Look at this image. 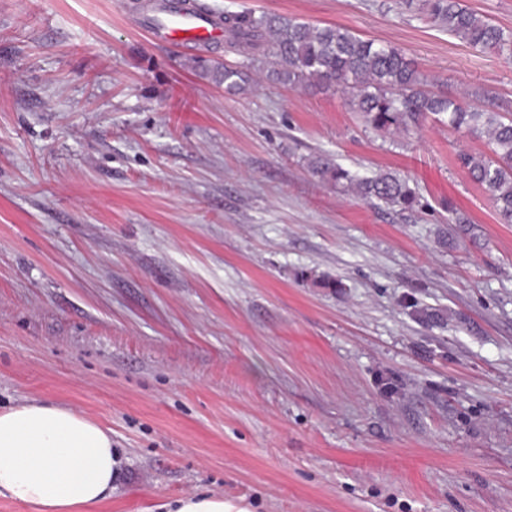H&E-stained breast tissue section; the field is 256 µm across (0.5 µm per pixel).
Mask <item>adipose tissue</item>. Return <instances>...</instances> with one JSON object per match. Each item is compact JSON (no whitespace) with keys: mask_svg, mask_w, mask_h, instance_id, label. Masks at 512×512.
Returning <instances> with one entry per match:
<instances>
[{"mask_svg":"<svg viewBox=\"0 0 512 512\" xmlns=\"http://www.w3.org/2000/svg\"><path fill=\"white\" fill-rule=\"evenodd\" d=\"M117 465L109 431L69 408L0 410V499L30 512H89L110 496Z\"/></svg>","mask_w":512,"mask_h":512,"instance_id":"1","label":"adipose tissue"}]
</instances>
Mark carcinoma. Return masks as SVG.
I'll use <instances>...</instances> for the list:
<instances>
[{
    "label": "carcinoma",
    "mask_w": 512,
    "mask_h": 512,
    "mask_svg": "<svg viewBox=\"0 0 512 512\" xmlns=\"http://www.w3.org/2000/svg\"><path fill=\"white\" fill-rule=\"evenodd\" d=\"M399 7L472 48L512 56V30L494 24L464 0H399ZM221 21L227 48L249 55L248 63L226 64L218 72L226 92L244 91L250 66L257 62L274 82L324 86L341 94L384 137L407 134L429 120L462 130L489 148L487 154H460L462 167L488 192L499 223L512 224V113L483 112L464 97L435 89L400 49L364 39L344 26L250 13H226ZM309 166L321 179L375 205L412 212L418 204L415 189L391 172L369 176L328 155L312 158Z\"/></svg>",
    "instance_id": "cac0c4a2"
}]
</instances>
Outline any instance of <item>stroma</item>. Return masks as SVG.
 Wrapping results in <instances>:
<instances>
[{"mask_svg": "<svg viewBox=\"0 0 512 512\" xmlns=\"http://www.w3.org/2000/svg\"><path fill=\"white\" fill-rule=\"evenodd\" d=\"M138 2L0 0V410L111 430L92 512H512V224L457 162L484 143L257 73L226 93L241 55L155 40ZM203 2L345 26L512 110V58L395 0ZM321 153L421 209L344 194ZM176 511L169 512H247L230 502H225L223 496L187 497L177 502Z\"/></svg>", "mask_w": 512, "mask_h": 512, "instance_id": "obj_1", "label": "stroma"}]
</instances>
